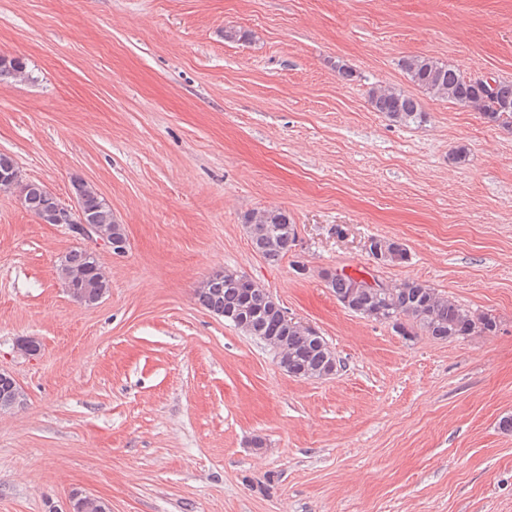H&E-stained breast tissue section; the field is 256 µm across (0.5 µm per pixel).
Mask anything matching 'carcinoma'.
I'll list each match as a JSON object with an SVG mask.
<instances>
[{
    "mask_svg": "<svg viewBox=\"0 0 512 512\" xmlns=\"http://www.w3.org/2000/svg\"><path fill=\"white\" fill-rule=\"evenodd\" d=\"M401 68L409 82L434 98L446 99L480 112L488 123L512 129V81L491 76L482 85L472 82L455 66L433 57L410 55L402 59ZM13 78L26 81L29 74L24 62L16 57L0 56V80ZM372 109L390 122L407 126L424 121L426 112L414 94L381 84L368 90ZM19 189L24 208L44 224L54 223L59 200L35 181H25L15 159L0 153V189ZM84 221L100 227L109 242L125 238L122 225L115 222L112 209L97 190L84 181L72 184ZM249 238L253 250L270 263L288 255L297 239L296 224L281 208H266L247 214ZM369 250L381 249L383 265L402 264L408 259L403 242L386 237L368 239ZM59 277L63 285L78 275L83 289L77 301L86 305L99 302L101 293L109 290V281L101 269L97 254L89 249H72L59 260ZM326 287L336 301L349 312L367 320L387 323L402 336H430L436 340L458 341L470 336L495 334L500 320L488 312L472 311L440 294L423 281L408 279L395 285L368 288L362 279L332 272ZM270 292L244 274L226 270L210 276L195 289L198 302L211 313L247 317L239 331L246 336L288 337V359L297 369L295 378L307 379L326 370L333 350L313 332L310 324L285 320L283 313L269 307ZM12 376L0 375V409L13 408ZM73 512H109L104 499L90 501L83 495L72 498Z\"/></svg>",
    "mask_w": 512,
    "mask_h": 512,
    "instance_id": "1",
    "label": "carcinoma"
}]
</instances>
